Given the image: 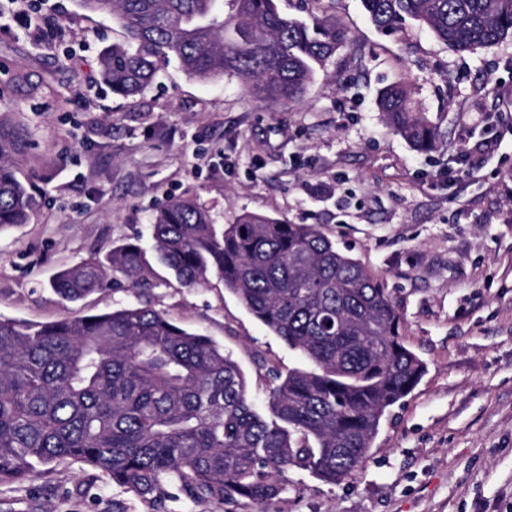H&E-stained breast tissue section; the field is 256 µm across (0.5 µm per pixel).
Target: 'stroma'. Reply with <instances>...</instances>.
Returning a JSON list of instances; mask_svg holds the SVG:
<instances>
[{
  "instance_id": "1",
  "label": "stroma",
  "mask_w": 512,
  "mask_h": 512,
  "mask_svg": "<svg viewBox=\"0 0 512 512\" xmlns=\"http://www.w3.org/2000/svg\"><path fill=\"white\" fill-rule=\"evenodd\" d=\"M277 5L330 12L352 38L295 103L255 101L238 79L204 82L174 60L143 94L116 96L100 76L123 37L111 16L45 0L41 23L58 36L43 40L0 0V130L36 198L28 223L0 231V316L50 322L147 301L232 353L264 402L274 374L305 361L222 282L187 287L157 264L150 290L122 279L68 302L51 286L114 246L151 248L154 211L188 196L218 224L258 213L318 225L378 277L423 377L338 484L291 468L262 505L194 502L171 482L154 502L68 459L0 482V512H512V40L456 53L411 22L379 32L361 0ZM399 80L437 125V151L415 152L386 124L378 95ZM490 135L493 154L471 151Z\"/></svg>"
}]
</instances>
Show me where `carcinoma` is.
I'll list each match as a JSON object with an SVG mask.
<instances>
[{
	"instance_id": "cac0c4a2",
	"label": "carcinoma",
	"mask_w": 512,
	"mask_h": 512,
	"mask_svg": "<svg viewBox=\"0 0 512 512\" xmlns=\"http://www.w3.org/2000/svg\"><path fill=\"white\" fill-rule=\"evenodd\" d=\"M121 23L123 40L101 56L112 93L143 92L176 60L203 81L236 77L261 102L299 99L314 74L348 42L331 17L280 14L274 0H79ZM371 22L406 20L457 52L512 38V0H362ZM379 106L415 151L439 132L414 110L403 82ZM14 145L0 138V230L26 224L35 200L13 171ZM153 250L183 285L215 276L308 363L277 383L268 413L245 374L211 338L148 304L44 324L0 320V481L36 466L81 461L142 498L262 504L290 468L328 484L369 458L381 422L419 383L426 364L404 343L402 316L371 273L317 226L244 213L215 224L190 197L152 216ZM154 288L146 253L126 243L61 271L52 288L77 301L116 276Z\"/></svg>"
}]
</instances>
